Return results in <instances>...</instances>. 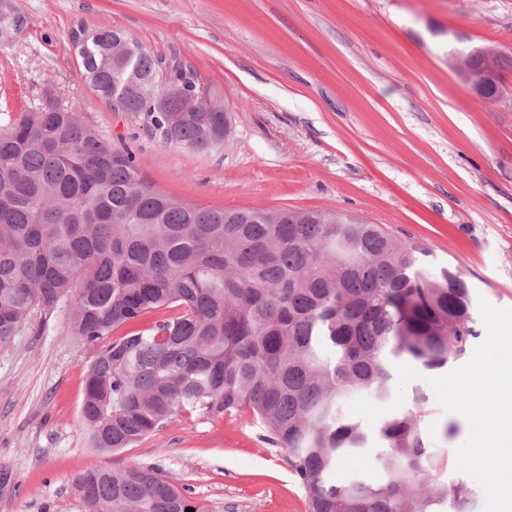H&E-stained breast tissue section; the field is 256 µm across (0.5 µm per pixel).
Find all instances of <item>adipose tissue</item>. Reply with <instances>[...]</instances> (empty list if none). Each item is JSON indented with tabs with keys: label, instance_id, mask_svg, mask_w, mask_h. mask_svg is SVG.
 Returning a JSON list of instances; mask_svg holds the SVG:
<instances>
[{
	"label": "adipose tissue",
	"instance_id": "ef3b65f1",
	"mask_svg": "<svg viewBox=\"0 0 512 512\" xmlns=\"http://www.w3.org/2000/svg\"><path fill=\"white\" fill-rule=\"evenodd\" d=\"M472 389L483 400L469 419L477 431L469 438L468 464L474 475L494 466L498 480L494 496L507 508L512 507V364L498 367L490 378L476 377Z\"/></svg>",
	"mask_w": 512,
	"mask_h": 512
}]
</instances>
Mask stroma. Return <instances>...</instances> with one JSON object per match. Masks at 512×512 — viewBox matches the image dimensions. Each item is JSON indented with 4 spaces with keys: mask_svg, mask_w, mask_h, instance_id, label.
<instances>
[{
    "mask_svg": "<svg viewBox=\"0 0 512 512\" xmlns=\"http://www.w3.org/2000/svg\"><path fill=\"white\" fill-rule=\"evenodd\" d=\"M26 30L0 47V130L52 90L85 123L135 155L142 175L190 203L239 209H336L424 245L427 268L459 266L474 290L476 338L429 371L393 368L384 403L344 413L372 440L337 479L386 481L374 434L427 397L429 451L473 489L470 512H498L494 472L474 477L459 444L471 425L467 377L512 344V0H15ZM116 28L164 66L208 86L227 113L223 147L166 143L147 117L115 108L85 81L74 36ZM492 47L504 96L490 101L450 67ZM70 305L33 316L0 345V466L15 491L0 512H85L76 475L154 468L208 512H308L287 453L249 412L185 414L118 455L90 448L81 415L91 349L70 334Z\"/></svg>",
    "mask_w": 512,
    "mask_h": 512,
    "instance_id": "35a3bbf8",
    "label": "stroma"
}]
</instances>
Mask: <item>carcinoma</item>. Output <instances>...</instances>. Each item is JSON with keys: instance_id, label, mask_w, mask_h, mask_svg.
<instances>
[{"instance_id": "carcinoma-1", "label": "carcinoma", "mask_w": 512, "mask_h": 512, "mask_svg": "<svg viewBox=\"0 0 512 512\" xmlns=\"http://www.w3.org/2000/svg\"><path fill=\"white\" fill-rule=\"evenodd\" d=\"M26 18L0 0L4 33ZM83 77L126 112H144L167 142L196 151L224 145L214 102L174 132L147 95L172 101L198 83L177 71L168 85L144 50L119 34H83ZM0 132V344L38 312L71 300L70 333L94 349L82 413L93 448L120 452L184 413L220 418L250 411L288 453L310 512H468L471 488L445 477L427 450L425 397L382 421V486L336 481L341 458L366 447L343 400L391 395L392 361L429 370L466 353L475 336L473 294L448 263L421 267L429 250L333 209L199 206L157 188L127 149L112 146L51 98ZM150 328L113 337L156 312ZM73 489L85 512H206L189 488L136 465L95 467Z\"/></svg>"}]
</instances>
